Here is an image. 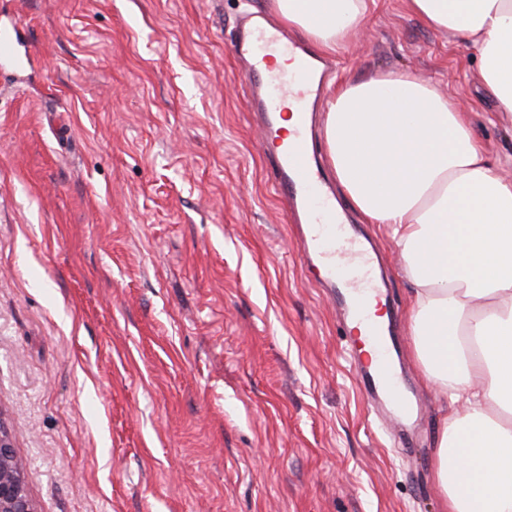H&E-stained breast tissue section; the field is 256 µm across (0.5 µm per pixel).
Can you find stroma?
<instances>
[{
    "mask_svg": "<svg viewBox=\"0 0 512 512\" xmlns=\"http://www.w3.org/2000/svg\"><path fill=\"white\" fill-rule=\"evenodd\" d=\"M267 0H0V412L38 512H442V404L417 365L411 286L376 249L417 436L374 419L340 306L243 101L229 38ZM338 77L406 71L512 153L479 66L403 0H376ZM501 176L512 179L503 162Z\"/></svg>",
    "mask_w": 512,
    "mask_h": 512,
    "instance_id": "obj_1",
    "label": "stroma"
}]
</instances>
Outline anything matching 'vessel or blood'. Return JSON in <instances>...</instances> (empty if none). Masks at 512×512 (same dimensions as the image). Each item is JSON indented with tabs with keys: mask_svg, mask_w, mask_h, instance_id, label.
I'll return each mask as SVG.
<instances>
[{
	"mask_svg": "<svg viewBox=\"0 0 512 512\" xmlns=\"http://www.w3.org/2000/svg\"><path fill=\"white\" fill-rule=\"evenodd\" d=\"M231 49L247 63L245 104L260 118L261 146L274 162V190L290 204L293 215L303 221L313 241L307 263L320 269L322 279L337 282L346 319L363 317V298L375 289L373 282L360 277L371 262L369 248L366 242L347 235L343 218L336 210L331 183L315 152L307 145L305 117L315 110L330 64L312 58L303 44L288 39L263 13L244 17ZM275 52L293 56L302 68L301 73L293 75L271 69L267 59ZM287 105L296 109L300 122L285 141L280 136L279 117ZM325 230L338 237L337 246L326 250L318 244ZM341 265L352 269V277L337 280L336 269ZM370 332L380 346L379 356L374 365L360 363L356 370L368 398L389 405L397 425L408 429L416 403L402 396L396 383V365L388 348L382 345L383 325L372 326Z\"/></svg>",
	"mask_w": 512,
	"mask_h": 512,
	"instance_id": "b4317fda",
	"label": "vessel or blood"
}]
</instances>
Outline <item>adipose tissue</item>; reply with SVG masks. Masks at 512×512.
<instances>
[{"instance_id": "ef3b65f1", "label": "adipose tissue", "mask_w": 512, "mask_h": 512, "mask_svg": "<svg viewBox=\"0 0 512 512\" xmlns=\"http://www.w3.org/2000/svg\"><path fill=\"white\" fill-rule=\"evenodd\" d=\"M454 33L512 114V0H405ZM376 0H269L319 55L348 48ZM324 154L346 198L385 225L413 284L418 366L444 403L432 461L444 512H512V180L467 115L405 72L335 81Z\"/></svg>"}]
</instances>
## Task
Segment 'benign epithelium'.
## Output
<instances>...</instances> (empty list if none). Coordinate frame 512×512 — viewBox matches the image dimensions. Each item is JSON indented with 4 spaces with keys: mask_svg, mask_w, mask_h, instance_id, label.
<instances>
[{
    "mask_svg": "<svg viewBox=\"0 0 512 512\" xmlns=\"http://www.w3.org/2000/svg\"><path fill=\"white\" fill-rule=\"evenodd\" d=\"M0 512H38L31 497L25 465L15 450V439L0 417Z\"/></svg>",
    "mask_w": 512,
    "mask_h": 512,
    "instance_id": "benign-epithelium-1",
    "label": "benign epithelium"
}]
</instances>
